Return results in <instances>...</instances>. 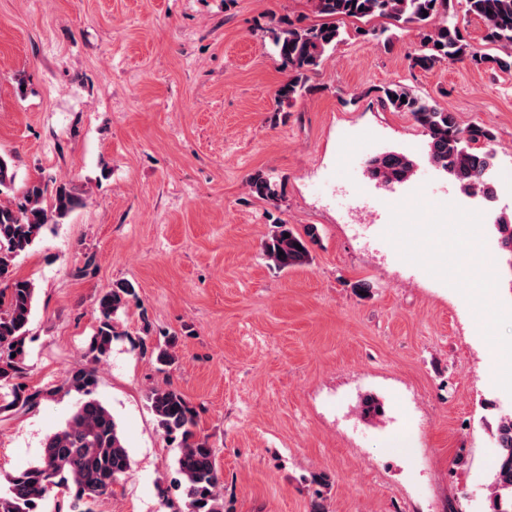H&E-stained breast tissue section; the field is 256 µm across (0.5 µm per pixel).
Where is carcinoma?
<instances>
[{
    "mask_svg": "<svg viewBox=\"0 0 512 512\" xmlns=\"http://www.w3.org/2000/svg\"><path fill=\"white\" fill-rule=\"evenodd\" d=\"M312 2L315 13L328 22L304 25L300 20L282 19L270 28L275 52L288 72V79L276 90L280 105L291 106L313 92L311 75L321 67L326 53L342 41L337 19L385 17L399 27L415 26L419 44L410 56L413 68L430 70L444 61H467L477 68L512 72V0H464L465 15H474L484 24L483 41L500 50L493 56L466 40L456 21L459 0ZM376 92L383 105L409 113L424 130L428 159L447 170L464 190L489 191V165L495 156L491 129L479 123L460 126L453 113L440 110L431 98L419 96L399 82L378 87ZM367 173L375 178L407 181L414 175L412 159L403 153L385 152L367 163ZM14 181L11 163L0 156V193L11 189ZM249 188L257 198L279 207L281 189L268 175L253 173ZM47 191V184L33 180L25 185L18 201L0 204V398L9 399L8 406L21 409L36 406L40 397L53 394L54 389L32 391L21 387L36 288L32 281L15 275V260L40 239L53 218H62L84 204L60 182L46 208L43 201ZM496 229L509 262L512 221L505 220ZM317 239L314 227L300 233L289 224L279 223L264 243L265 256L281 270L303 266L311 261L310 245ZM135 294L132 283L120 282L99 297V323L89 344L95 359L110 352L117 335L113 320ZM175 344L176 339L171 337L156 346L159 364L174 363ZM97 385V370L92 366L76 365L66 372L61 387L78 392L82 399L65 425L46 436L40 462L6 478V486L0 487V512H41L43 502L58 494L67 498L68 512H95L97 501L112 494L110 485L127 474L131 459L115 417L96 397ZM148 402L158 428L178 445L177 465L185 483L187 512H224L215 451L207 439L194 434L193 408L180 391L171 387L151 390ZM493 438L498 457L487 487L490 512H512V414L500 417Z\"/></svg>",
    "mask_w": 512,
    "mask_h": 512,
    "instance_id": "1",
    "label": "carcinoma"
}]
</instances>
